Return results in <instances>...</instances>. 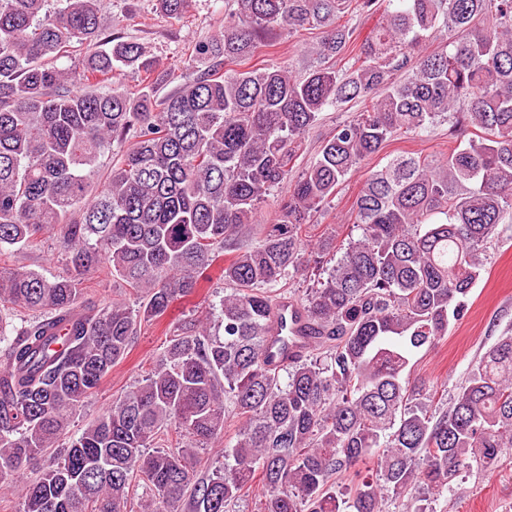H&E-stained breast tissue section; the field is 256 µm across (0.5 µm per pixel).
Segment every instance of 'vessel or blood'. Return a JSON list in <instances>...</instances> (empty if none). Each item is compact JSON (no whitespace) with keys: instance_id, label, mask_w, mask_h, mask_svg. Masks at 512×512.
I'll return each mask as SVG.
<instances>
[{"instance_id":"b4317fda","label":"vessel or blood","mask_w":512,"mask_h":512,"mask_svg":"<svg viewBox=\"0 0 512 512\" xmlns=\"http://www.w3.org/2000/svg\"><path fill=\"white\" fill-rule=\"evenodd\" d=\"M310 334L311 329L300 306L288 299L280 301L268 341V362L279 364L304 355L310 347Z\"/></svg>"}]
</instances>
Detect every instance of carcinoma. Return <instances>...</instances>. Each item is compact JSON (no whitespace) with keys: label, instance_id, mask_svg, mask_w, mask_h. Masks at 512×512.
Masks as SVG:
<instances>
[{"label":"carcinoma","instance_id":"carcinoma-1","mask_svg":"<svg viewBox=\"0 0 512 512\" xmlns=\"http://www.w3.org/2000/svg\"><path fill=\"white\" fill-rule=\"evenodd\" d=\"M49 2L0 0V253L49 234L68 267H0V306L24 312L0 339V489L17 492L20 512H236L256 484L264 512H388L495 467L512 448V334L445 407L410 363L466 316L484 251L512 215V0H227L224 33L189 46L186 67L202 69L162 99L170 69L106 30L99 0ZM189 2L157 5L179 21ZM380 8L355 49L352 21ZM275 29L319 30L316 65L242 68ZM124 69L140 78L135 94L111 83ZM350 104L356 115L292 175L305 131ZM445 119L447 156L389 158L351 206L358 238L309 247L304 226L349 174L392 137ZM285 183L276 217L259 223ZM328 259L298 301L310 356L270 366L272 287ZM221 261L223 335L173 326L141 379L66 439L140 325ZM101 269L137 308L85 299V276ZM229 419L224 465L200 470L198 450Z\"/></svg>","mask_w":512,"mask_h":512}]
</instances>
